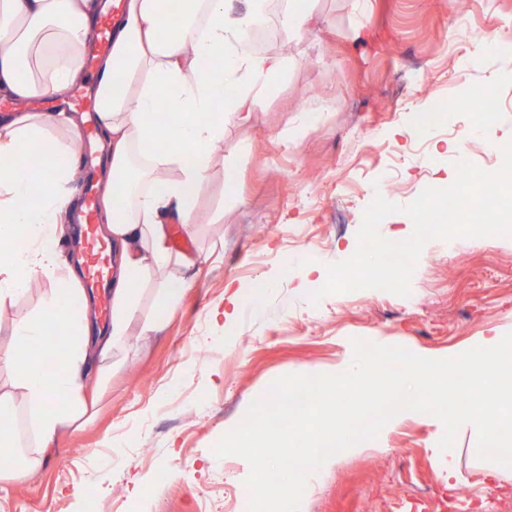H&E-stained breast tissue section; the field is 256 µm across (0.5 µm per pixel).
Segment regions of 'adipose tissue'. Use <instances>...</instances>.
Segmentation results:
<instances>
[{
  "mask_svg": "<svg viewBox=\"0 0 512 512\" xmlns=\"http://www.w3.org/2000/svg\"><path fill=\"white\" fill-rule=\"evenodd\" d=\"M171 18L163 0H127L113 29L112 47L98 64L93 87L110 171L99 182L106 229L123 248L112 290V323L96 333L86 293L73 268L60 260V216H75L71 185L81 174L75 115L17 110L0 120V303L25 291L33 277L54 287L42 311L13 319L12 342L0 346V371L11 377L0 408L24 409L29 436L0 428V444L15 462L0 467L13 481L35 476L51 444L86 423L88 383L104 384L123 367L131 332L153 335L172 315L190 283L167 279L157 290L160 312L144 315L145 277L183 262L168 243L165 220L189 223L212 165L213 145L231 124H248L259 101L282 76L277 53H253L245 35L264 20L267 0H247L233 11L226 0H180ZM106 0H0V93L18 101L40 96L66 100L85 79V62L107 11ZM168 37L160 32L166 25ZM144 79L136 89L128 80ZM237 87L225 99L227 87ZM66 129L67 140L52 138ZM67 336L52 346L49 329Z\"/></svg>",
  "mask_w": 512,
  "mask_h": 512,
  "instance_id": "ef3b65f1",
  "label": "adipose tissue"
}]
</instances>
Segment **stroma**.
<instances>
[{"instance_id":"obj_1","label":"stroma","mask_w":512,"mask_h":512,"mask_svg":"<svg viewBox=\"0 0 512 512\" xmlns=\"http://www.w3.org/2000/svg\"><path fill=\"white\" fill-rule=\"evenodd\" d=\"M459 3L452 13L447 0H366L357 15L353 0H309L315 24L293 35L281 23L288 0H269L264 49L287 41L288 70L248 125L225 130L182 228L193 263L151 273L144 308L154 312L153 290L168 278L185 277L190 291L155 336H131L128 362L93 420L60 436L34 479H0V512H81L75 491L87 484L98 512L116 500L127 512H225L210 487L245 492L249 465L216 457L213 447L275 379L339 372L356 338L445 358L493 330L512 331V234L430 241L406 297L367 289L314 303L308 293L322 279L298 286L308 260L325 267L353 255L375 195L409 204L455 178L462 155L484 171L499 168L490 144L512 140V51L500 44L512 42V0ZM464 19L474 39L457 52ZM452 76L493 86L501 109L468 138L453 129L416 135V117L449 102ZM461 139L464 153L435 155V146ZM243 142L251 153L226 187L224 165ZM229 284L243 290L244 311L226 326L211 313L223 308ZM51 286L35 277L0 306V345L11 342L14 314L40 311ZM444 431L418 412L382 428L361 451L319 470L303 512H380L398 497L400 512H410L433 496L478 490L512 503V469L486 475L474 428L462 426L448 454L436 450ZM451 459L461 481L448 480ZM172 467L176 477L146 496L145 484Z\"/></svg>"}]
</instances>
